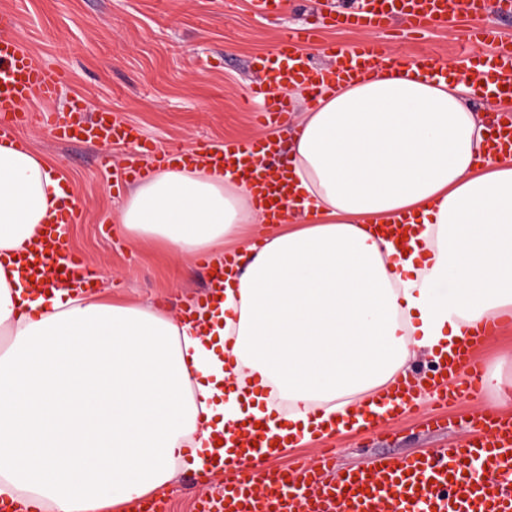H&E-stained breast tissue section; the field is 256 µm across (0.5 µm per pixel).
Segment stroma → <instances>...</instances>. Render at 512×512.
Returning <instances> with one entry per match:
<instances>
[{"mask_svg": "<svg viewBox=\"0 0 512 512\" xmlns=\"http://www.w3.org/2000/svg\"><path fill=\"white\" fill-rule=\"evenodd\" d=\"M1 8L17 15L16 34L35 59L63 71L64 97L115 113L161 149L265 137L246 107L257 80L251 62L275 49L283 27L325 12L320 0H287L276 17L260 15L251 0H0ZM477 24L463 15L421 34L397 24L367 35L326 28L321 37L340 45L367 37L414 60L463 64L465 35ZM23 134L75 187L81 220L68 235L75 252L100 272L102 292L116 303L156 304L172 316L201 297L209 275L202 259L185 265L160 241L132 237L114 222L132 185L114 184L101 156L111 152L120 167L138 162V155L122 146L57 141L38 118ZM477 359L483 372L500 377V388L452 380V387L471 388L463 408L444 413L427 400L414 414L345 434L335 443L337 470L375 454L401 458L449 447L466 435L467 416L512 410V398L504 396L512 391V322L483 344Z\"/></svg>", "mask_w": 512, "mask_h": 512, "instance_id": "35a3bbf8", "label": "stroma"}]
</instances>
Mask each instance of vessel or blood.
Returning a JSON list of instances; mask_svg holds the SVG:
<instances>
[{"label":"vessel or blood","instance_id":"b4317fda","mask_svg":"<svg viewBox=\"0 0 512 512\" xmlns=\"http://www.w3.org/2000/svg\"><path fill=\"white\" fill-rule=\"evenodd\" d=\"M485 0H359L354 10L330 15L332 23L361 29H382L395 17L409 30L418 32L442 25L461 14H481ZM17 17L0 11V135L16 132L28 120L32 100L46 104L45 121L53 136L63 142L79 140L100 144H122L134 152L153 156L156 162L181 160L205 162L221 169L235 166L247 177L248 188L258 202L268 204L274 217H281L288 199V182L276 164L279 145L275 141L246 140L224 149L200 143L184 149L161 150L143 138L140 130L102 111L88 118L84 99H73L65 108L55 102L65 83L58 69L35 60L16 34ZM468 41L483 45L486 60L475 76L486 92L512 97V40L503 39L496 26H477ZM319 47L331 59L337 73L345 77H368L377 61L391 57L405 64L404 55H387L372 41L339 47L322 42L313 27L284 28L273 52L256 58L271 85L305 84L311 96L326 88V75L310 64L306 49ZM292 103L287 96L267 95L256 121L262 126L287 125ZM81 211L73 186H65L58 208L44 224L18 265L25 277L59 285H90L98 272L76 254L66 231L78 223ZM493 326L483 327L450 353L444 369L459 377L476 379L480 364L473 348L487 339ZM473 434L455 445L425 457L401 459L383 454L371 456L364 467L335 473L327 460L314 465L295 462L286 467L264 464L256 456L264 437L254 427L232 433L230 443L240 448L233 464L216 462L222 482L195 502V512H512V416L488 410L471 419Z\"/></svg>","mask_w":512,"mask_h":512}]
</instances>
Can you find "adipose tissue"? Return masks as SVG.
Segmentation results:
<instances>
[{"label":"adipose tissue","mask_w":512,"mask_h":512,"mask_svg":"<svg viewBox=\"0 0 512 512\" xmlns=\"http://www.w3.org/2000/svg\"><path fill=\"white\" fill-rule=\"evenodd\" d=\"M473 83L383 63L298 123L287 175L296 213L269 218L231 170L167 164L118 221L185 261L222 260V299L198 316L29 283L13 263L61 194L55 169L0 140V500L26 512H100L168 487L176 467L230 459L220 436L262 423L306 442L368 431L416 352L512 316V156L490 159ZM411 224L404 244L377 225ZM453 277L448 297L434 287ZM287 400L277 413L270 393Z\"/></svg>","instance_id":"ef3b65f1"}]
</instances>
